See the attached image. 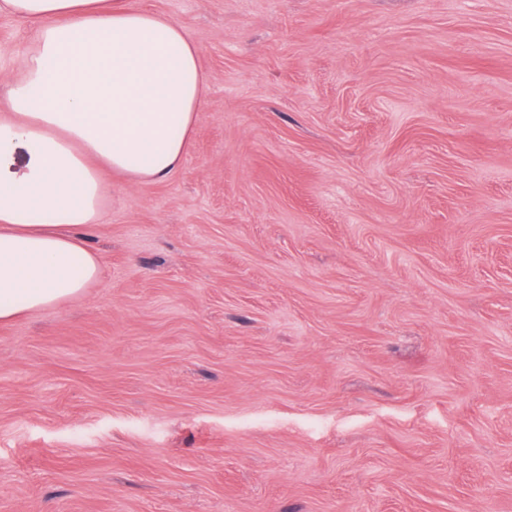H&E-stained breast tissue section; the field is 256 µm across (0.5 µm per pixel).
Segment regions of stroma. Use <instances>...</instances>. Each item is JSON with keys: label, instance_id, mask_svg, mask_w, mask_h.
<instances>
[{"label": "stroma", "instance_id": "1", "mask_svg": "<svg viewBox=\"0 0 512 512\" xmlns=\"http://www.w3.org/2000/svg\"><path fill=\"white\" fill-rule=\"evenodd\" d=\"M139 4L205 103L0 323V512H512V0Z\"/></svg>", "mask_w": 512, "mask_h": 512}]
</instances>
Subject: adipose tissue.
I'll return each mask as SVG.
<instances>
[{
  "label": "adipose tissue",
  "mask_w": 512,
  "mask_h": 512,
  "mask_svg": "<svg viewBox=\"0 0 512 512\" xmlns=\"http://www.w3.org/2000/svg\"><path fill=\"white\" fill-rule=\"evenodd\" d=\"M35 22L0 84V321L80 296L102 274L83 232L106 201L101 167L161 181L204 102L198 49L136 0H0Z\"/></svg>",
  "instance_id": "adipose-tissue-1"
}]
</instances>
